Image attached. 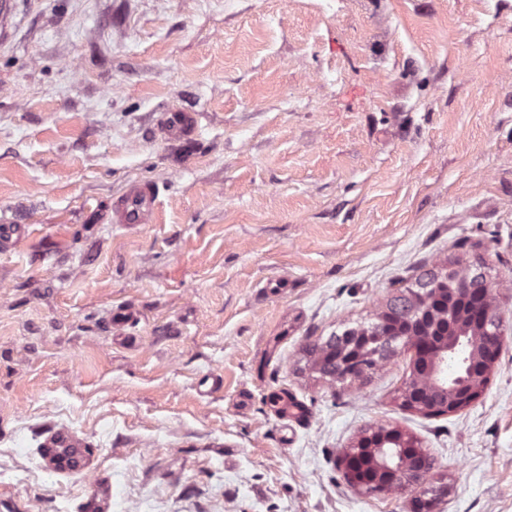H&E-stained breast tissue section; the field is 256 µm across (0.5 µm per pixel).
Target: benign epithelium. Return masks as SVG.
Segmentation results:
<instances>
[{
	"label": "benign epithelium",
	"mask_w": 512,
	"mask_h": 512,
	"mask_svg": "<svg viewBox=\"0 0 512 512\" xmlns=\"http://www.w3.org/2000/svg\"><path fill=\"white\" fill-rule=\"evenodd\" d=\"M504 336L493 290L478 269L453 262L421 277L416 288L399 289L368 326L346 328L309 348V367L331 381L360 382L378 365L402 352L412 353L410 379L401 406L422 414L468 409L489 381ZM465 344L461 373L448 378V356ZM349 484L388 494L432 475L434 464L419 441L392 426L364 430L344 451ZM432 497H417L411 512H430L432 499L450 485L432 486Z\"/></svg>",
	"instance_id": "benign-epithelium-1"
}]
</instances>
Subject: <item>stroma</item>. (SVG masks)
<instances>
[{"label": "stroma", "instance_id": "stroma-1", "mask_svg": "<svg viewBox=\"0 0 512 512\" xmlns=\"http://www.w3.org/2000/svg\"><path fill=\"white\" fill-rule=\"evenodd\" d=\"M183 109L198 134L164 140ZM133 181L153 222L109 223ZM0 224L30 227L0 251V512H88L99 481L108 512H409L413 488L343 477L388 425L450 483L433 512H512V0H20ZM449 261L482 264L505 325L472 406L400 407L406 353L309 371ZM53 426L89 475L47 471ZM196 112H163L158 119V128L165 140L190 139L198 129Z\"/></svg>", "mask_w": 512, "mask_h": 512}]
</instances>
